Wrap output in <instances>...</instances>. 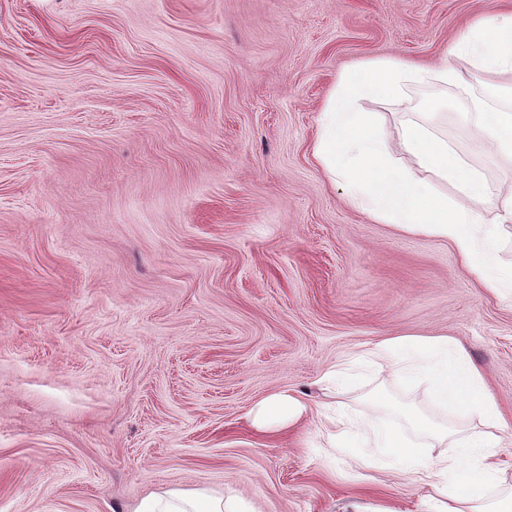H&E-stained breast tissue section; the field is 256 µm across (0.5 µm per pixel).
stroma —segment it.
Instances as JSON below:
<instances>
[{"label": "stroma", "mask_w": 512, "mask_h": 512, "mask_svg": "<svg viewBox=\"0 0 512 512\" xmlns=\"http://www.w3.org/2000/svg\"><path fill=\"white\" fill-rule=\"evenodd\" d=\"M512 0H0V512H134L171 488L242 512H426L428 486L355 463L363 428L473 421L427 385L322 374L401 334L446 336L512 427V289L448 240L374 223L311 154L340 74L430 65ZM476 84L362 99L479 171L472 208L512 266V159L481 147ZM294 390L292 433L250 413ZM362 429L326 447L333 420Z\"/></svg>", "instance_id": "obj_1"}]
</instances>
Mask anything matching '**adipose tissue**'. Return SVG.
Instances as JSON below:
<instances>
[{"label":"adipose tissue","instance_id":"1","mask_svg":"<svg viewBox=\"0 0 512 512\" xmlns=\"http://www.w3.org/2000/svg\"><path fill=\"white\" fill-rule=\"evenodd\" d=\"M453 62L419 65L395 58L371 59L343 71L320 117L313 155L331 180L345 184L350 205L378 224L450 241L478 276L483 288L500 292L512 272L495 262L492 235L475 227L472 201L485 194L481 174L470 168L446 141L418 125L403 127L389 145L376 113L355 106L362 98L400 97L409 83L479 81L490 74L512 76V13L478 19L452 45ZM483 147L512 156V112L484 106L474 114ZM412 158L414 168L396 156ZM371 363L408 381L425 380L438 405L461 408L481 431L463 437L458 455H422L416 443L395 429L373 430L383 467L402 481L425 482L434 492L435 512H512V494L480 503L477 490L501 482L497 450L503 438L502 415L483 375L463 350L445 338L399 336L368 353ZM312 408L297 393L278 391L262 400L253 423L281 430L297 424ZM231 500L205 490H167L145 497L134 512H232Z\"/></svg>","mask_w":512,"mask_h":512}]
</instances>
